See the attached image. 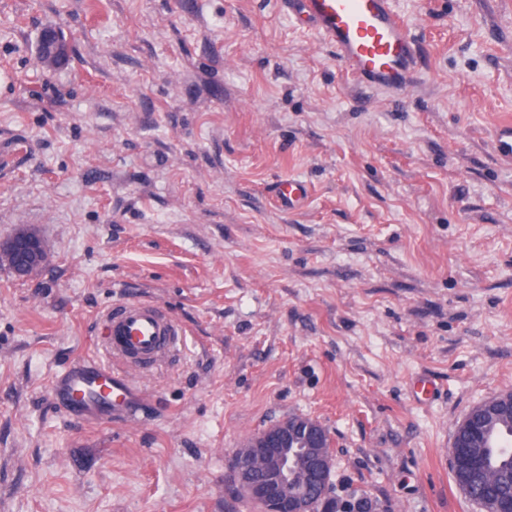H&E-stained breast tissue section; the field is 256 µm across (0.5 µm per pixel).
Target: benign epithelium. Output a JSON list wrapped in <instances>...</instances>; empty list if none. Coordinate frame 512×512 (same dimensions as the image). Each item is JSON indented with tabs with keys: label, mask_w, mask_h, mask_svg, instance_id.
<instances>
[{
	"label": "benign epithelium",
	"mask_w": 512,
	"mask_h": 512,
	"mask_svg": "<svg viewBox=\"0 0 512 512\" xmlns=\"http://www.w3.org/2000/svg\"><path fill=\"white\" fill-rule=\"evenodd\" d=\"M40 61L50 68L67 61L69 46L59 31H43ZM0 261L22 277L39 275L47 263L42 239L28 230H18L0 243ZM329 434L316 420L293 415L248 437L227 454L225 487L233 496L258 502L262 512H310L307 496L296 492L301 482L316 486L327 500L335 498L333 452L325 446ZM246 458L260 462L265 477L255 480L243 467Z\"/></svg>",
	"instance_id": "benign-epithelium-1"
}]
</instances>
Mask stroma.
<instances>
[{"mask_svg":"<svg viewBox=\"0 0 512 512\" xmlns=\"http://www.w3.org/2000/svg\"><path fill=\"white\" fill-rule=\"evenodd\" d=\"M395 3L425 61L401 95L278 0H0V240L48 253L34 278L0 264V512H252L225 455L293 414L329 432L337 495L480 512L449 448L512 389V0ZM284 177L309 185L292 208ZM128 301L182 353L134 420L83 418L51 380ZM43 49L37 51V57L47 67L55 68L64 65L69 54V46L59 31L47 28L42 36Z\"/></svg>","mask_w":512,"mask_h":512,"instance_id":"1","label":"stroma"}]
</instances>
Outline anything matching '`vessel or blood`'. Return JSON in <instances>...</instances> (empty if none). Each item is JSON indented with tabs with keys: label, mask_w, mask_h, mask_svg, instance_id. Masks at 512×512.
Returning a JSON list of instances; mask_svg holds the SVG:
<instances>
[{
	"label": "vessel or blood",
	"mask_w": 512,
	"mask_h": 512,
	"mask_svg": "<svg viewBox=\"0 0 512 512\" xmlns=\"http://www.w3.org/2000/svg\"><path fill=\"white\" fill-rule=\"evenodd\" d=\"M298 24L312 28L361 85L387 93L412 88L421 69L418 42L394 0H279ZM103 348L110 362L77 364L51 384L69 407L104 418L128 404L134 374L147 375L180 352L184 330L155 304L126 302L102 316Z\"/></svg>",
	"instance_id": "b4317fda"
}]
</instances>
